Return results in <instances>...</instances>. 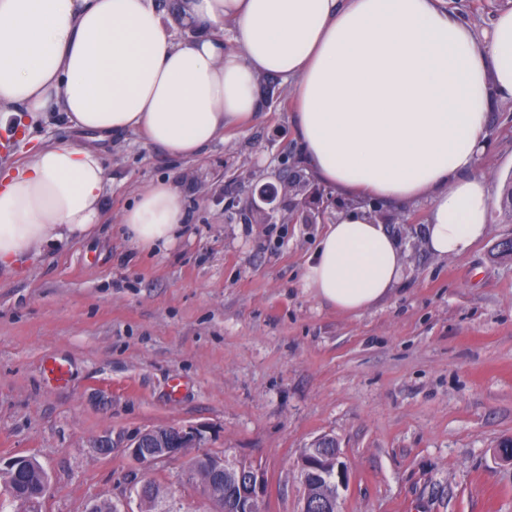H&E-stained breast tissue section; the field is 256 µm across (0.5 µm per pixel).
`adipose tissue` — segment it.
Wrapping results in <instances>:
<instances>
[{
	"label": "adipose tissue",
	"mask_w": 512,
	"mask_h": 512,
	"mask_svg": "<svg viewBox=\"0 0 512 512\" xmlns=\"http://www.w3.org/2000/svg\"><path fill=\"white\" fill-rule=\"evenodd\" d=\"M181 16L178 38L154 0H0V125L27 139L56 112L95 137L0 171V268L99 223L98 141L135 132L196 156L258 118L265 75L291 81L301 158L351 202L303 266L316 298L359 315L402 277V249L364 201L427 202L425 245L442 257L486 235L492 194L475 168L491 112L512 102V7L481 34L446 0H183ZM183 216L182 193L159 180L119 222L151 251L176 241Z\"/></svg>",
	"instance_id": "adipose-tissue-1"
}]
</instances>
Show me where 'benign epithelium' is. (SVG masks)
Listing matches in <instances>:
<instances>
[{
    "label": "benign epithelium",
    "mask_w": 512,
    "mask_h": 512,
    "mask_svg": "<svg viewBox=\"0 0 512 512\" xmlns=\"http://www.w3.org/2000/svg\"><path fill=\"white\" fill-rule=\"evenodd\" d=\"M202 439V430L196 427L168 428L166 432H144L126 445L130 456L141 463H153L162 459L179 458L186 448L197 444ZM194 468L184 471V477L194 476L201 469H208L206 481L200 487L212 493L219 486L222 477H228L234 484V504L237 512H256L257 506L265 503L266 481L261 470L241 464L227 458L210 459L199 456L192 460ZM298 465L304 472L317 474L330 473L334 477L331 488L334 494L326 496V509L338 512L339 489L347 486V467L341 461V452L333 454L324 452L316 445L304 450Z\"/></svg>",
    "instance_id": "obj_1"
}]
</instances>
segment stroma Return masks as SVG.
<instances>
[{
  "instance_id": "1",
  "label": "stroma",
  "mask_w": 512,
  "mask_h": 512,
  "mask_svg": "<svg viewBox=\"0 0 512 512\" xmlns=\"http://www.w3.org/2000/svg\"><path fill=\"white\" fill-rule=\"evenodd\" d=\"M259 89L260 117L197 157L133 133L105 143L100 225L0 271V459L39 462L43 512H141L132 487L144 475L164 505L214 512L181 472L229 453L262 470L267 512H299L297 460L327 435L349 474L340 512H512V462L495 454L512 438V256L496 254L512 223L492 204L486 236L443 258L422 244L425 204L389 211L402 280L361 315L336 311L301 273L345 202L321 184L320 207L279 191L299 154L290 85ZM477 171L496 195L512 175L511 102L491 114ZM159 178L183 193L184 225L173 245L142 252L119 216ZM230 197L261 220L243 222ZM48 357L69 363L67 385L46 382ZM187 426L205 439L183 457L144 467L126 449Z\"/></svg>"
}]
</instances>
